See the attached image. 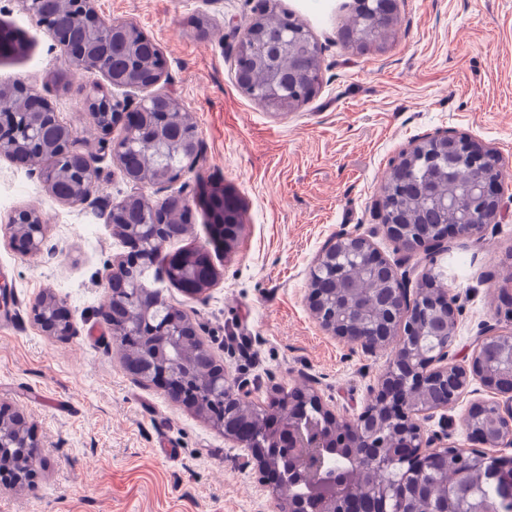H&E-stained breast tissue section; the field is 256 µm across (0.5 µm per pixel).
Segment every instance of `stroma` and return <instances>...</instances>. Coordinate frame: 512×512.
Segmentation results:
<instances>
[{
    "label": "stroma",
    "instance_id": "stroma-1",
    "mask_svg": "<svg viewBox=\"0 0 512 512\" xmlns=\"http://www.w3.org/2000/svg\"><path fill=\"white\" fill-rule=\"evenodd\" d=\"M353 0H280L322 47V82L307 104L270 112L238 87L231 26L252 0H95L99 13L138 24L161 49L159 88L191 116L203 152L194 170L165 188L187 196V231L164 253L206 247L218 282L197 297L165 285L167 301L192 316L233 381L252 401L272 388L313 378L337 412L355 418L390 354H366L325 334L306 303L309 271L336 233L371 235L417 287L424 272L378 231L381 178L410 145L437 132L463 133L502 160L503 210L482 240L460 238L447 253L450 295L458 300L457 362L471 359L484 325L512 296V0H397L396 36L358 51L340 30ZM208 29L196 34L197 25ZM18 30L25 56L0 60V82L47 98L78 136L96 142L84 103L90 74L74 69L52 32L0 0V27ZM70 73L72 84L53 81ZM91 203L55 198L38 166L0 156V398L20 410L44 446L47 467L34 488L0 491V512H277L223 433L175 405L165 389L126 369L112 326L101 316L107 274L126 247L107 222L133 193L104 158ZM230 193L244 213L235 242L213 239L203 189ZM41 214L43 250L10 244L16 210ZM66 305L73 336H43L31 320L40 293Z\"/></svg>",
    "mask_w": 512,
    "mask_h": 512
}]
</instances>
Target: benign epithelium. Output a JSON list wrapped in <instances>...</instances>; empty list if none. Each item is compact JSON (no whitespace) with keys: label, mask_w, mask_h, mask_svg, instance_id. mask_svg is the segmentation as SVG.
Returning a JSON list of instances; mask_svg holds the SVG:
<instances>
[{"label":"benign epithelium","mask_w":512,"mask_h":512,"mask_svg":"<svg viewBox=\"0 0 512 512\" xmlns=\"http://www.w3.org/2000/svg\"><path fill=\"white\" fill-rule=\"evenodd\" d=\"M90 13L106 44L118 32L143 30L125 20L102 17L93 0H79ZM261 28L260 9L252 10L245 24H233L236 45L234 65L245 68L247 54L267 57L265 44L255 36ZM75 67L102 76L112 87L127 91L118 99L105 87L92 82L84 100L93 124L102 137L97 147L82 142L66 123L61 121L48 100L38 92L22 88L31 95L32 105L43 106L39 112L24 113L19 124L9 105L0 103V156L31 164L29 153L48 150L57 164L77 168L82 178L72 193L64 198L71 204L89 202L98 182V164L106 152L118 165L124 178L136 184L162 190L191 172L201 144L196 136L174 147L165 134V123L153 121L154 144L181 156L177 167L157 168L153 172L133 177L123 166L127 142L119 138L109 141L112 125L127 127L129 117L138 112L150 115L152 106L162 104L168 112L181 110L171 95L151 88L167 75V61L159 55L160 65L146 82L135 74L120 78L112 72L105 54H89L64 44ZM315 77L297 80L298 59L290 57L288 70L272 67V90L259 102L278 112L301 105L314 95L322 77L321 54L310 60ZM148 91L135 97L129 91ZM110 111V124L99 122L98 109ZM45 121L57 130L56 140L42 145L38 129ZM448 155L458 161L467 174L466 180L449 173L448 193L436 198L444 207L463 212L455 224H414L397 207V194L403 186L392 176L400 165L410 166L420 160L427 163ZM501 160L491 148L474 142L465 135L438 132L428 136L394 160L383 181L378 206L382 227L399 249L409 254L433 256L448 250V238L453 236L481 237L488 225L497 223L503 205L504 186L500 177ZM137 207L151 213V224H112V229L130 245V252L115 258L107 279L108 305L105 318L112 322L123 319L128 302L140 303L138 319L129 336L137 339V350L123 356L128 369L145 384L173 388L174 403L204 419L240 451L241 458L255 460L260 483L279 493L269 474L284 470L293 477L300 491L288 501V512H353L361 498H369L379 512H404V500L392 483L395 473L407 478L423 475L438 458L461 468L459 483L466 488L450 490L457 512H502V506L512 501V460L491 459L477 448L448 444V427L452 419L443 415L439 431L427 434L421 418L436 411H446L468 392L470 378H478L487 391L499 396L492 401H476L469 407L463 424L476 443L490 448L512 445V333L487 325L477 341L469 364H460L450 355L455 339L458 308L456 298L448 290L437 288L431 295L410 297L408 274L400 273L377 250L371 239L362 234L339 232L322 248L310 269L306 296L311 315L321 329L333 338L354 344L366 353L391 350L392 361L377 384L369 388V403L354 419L340 417L317 392L314 381L305 379L296 393L284 396L277 403L279 424H266L270 409L250 400L247 386L228 379L224 365L219 363L208 345L198 335L192 317L185 311L169 308V317L159 321L152 315L154 305L164 302L161 284L169 282L196 297L214 286L215 270L207 277L199 276L200 266L183 264L171 259L161 260L164 244V224L167 215L180 214L186 200L169 196L152 201L144 195H130L117 208ZM10 238L23 252L41 251L46 226L33 211L22 209L8 225ZM355 270L380 275L389 288L392 301L374 322V334L366 333L360 323L350 320L348 309L336 305V297H349V288H326L324 283L336 282ZM33 322L43 335L63 339L75 333L63 303L52 293L44 292L31 306ZM432 317L438 322L445 343L431 353L423 350L420 322ZM489 343L501 346L500 358L484 360L481 348ZM193 344L212 362L209 372H197L195 358L184 352ZM445 393V403L436 407L429 403L432 389ZM42 464V445L25 426L22 413L0 401V467L15 470L19 482L35 485L36 467Z\"/></svg>","instance_id":"7a95c632"}]
</instances>
